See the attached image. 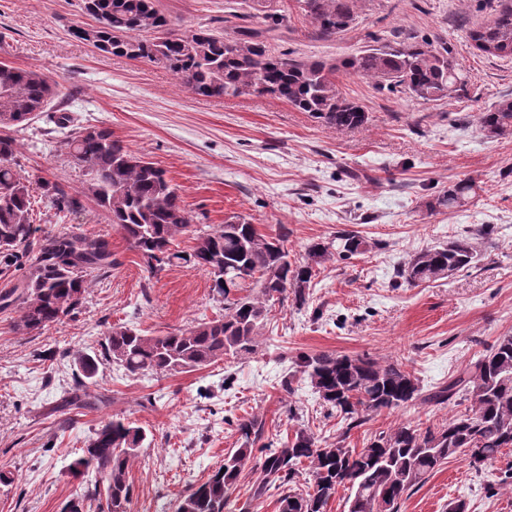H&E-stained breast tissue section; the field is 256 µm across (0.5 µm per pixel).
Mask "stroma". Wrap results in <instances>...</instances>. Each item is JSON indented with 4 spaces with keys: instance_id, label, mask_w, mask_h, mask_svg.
<instances>
[{
    "instance_id": "obj_1",
    "label": "stroma",
    "mask_w": 512,
    "mask_h": 512,
    "mask_svg": "<svg viewBox=\"0 0 512 512\" xmlns=\"http://www.w3.org/2000/svg\"><path fill=\"white\" fill-rule=\"evenodd\" d=\"M497 0H359L346 32L317 37L297 0L255 11L241 0H158L178 28L268 36L274 53L338 60L389 41L444 46L467 80L464 95L423 102L339 73L336 84L361 105L367 122L342 129L270 96L223 100L191 93L168 70L145 60L98 52L74 39L81 0H0V59L45 73L57 86L51 110L76 124L103 126L132 151L166 170L192 226L210 229L241 216L266 234L288 231V251L353 230L371 245L362 255L321 265L305 304L270 301L256 351L173 376L137 377L104 363L84 377L79 359L101 353L108 327L127 323L148 334L191 327L223 311L211 277L186 264L148 279L140 256L92 201L84 176L61 149L62 129L39 116L15 133V158L26 174L61 183L81 206L58 218L36 197L41 235L101 234L112 268L95 273L82 307L39 334L15 327L16 309L0 310V512H62L72 499L83 512H108L94 476L73 478L70 465L103 418L117 415L147 432L129 471L128 512H174L181 496L239 447L238 419L257 417L263 439L277 444L305 428L346 436L363 447L404 423L439 426L456 404L412 405L369 416L350 429L308 382L295 360L320 352L369 356L406 365L423 388L446 382L512 335V130L488 137L477 117L512 97V59L482 54L469 27L487 22ZM476 194L462 207L429 203L461 180ZM478 224L494 227L478 244L471 269L414 286L395 268L421 250ZM82 384L103 405L71 406ZM488 473L465 461L443 465L400 504V512H512V490L486 498Z\"/></svg>"
}]
</instances>
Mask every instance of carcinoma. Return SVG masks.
Wrapping results in <instances>:
<instances>
[{"mask_svg": "<svg viewBox=\"0 0 512 512\" xmlns=\"http://www.w3.org/2000/svg\"><path fill=\"white\" fill-rule=\"evenodd\" d=\"M301 11L322 38H333L356 20L358 0H298ZM94 25L70 26L76 39L98 51L132 60L145 59L177 76L189 91L208 98L269 95L300 112L338 128H355L366 112L345 98L336 74L352 73L391 91L424 102L463 90L465 80L448 58V49L431 44L384 43L339 61L296 60L276 55L267 38L254 30L229 37L199 27L183 33L157 9L156 0H82ZM494 46L493 56L512 57V7L500 2L494 16L473 30ZM56 86L41 71L0 61V267L22 272L18 285L0 293V310L19 311L16 327L40 333L77 312L89 288V274L112 265L110 242L98 235L61 234L37 237L33 224L34 192L58 214H69L79 201L64 186L34 179L16 169L12 127L46 111ZM490 135L512 129V99H502L478 116ZM83 169V195L115 224L141 256L152 278L175 264H190L213 277V289L224 299V313L187 329L149 336L115 324L106 331L100 357L83 356L91 375L99 361L133 375L186 373L205 368L226 355L244 356L257 347L267 302L293 297L306 302V288L316 271L334 256L351 257L368 250L355 231L343 230L329 241L305 247L306 261L292 263L282 253L288 234L261 233L249 222L196 229L190 250L174 248L189 231L191 220L180 190L166 171L137 155L112 131L81 127L62 142ZM474 185L458 182L437 204L461 207ZM493 229L480 224L446 244L427 248L397 267L395 277L407 284L444 279L472 268L477 243ZM297 366L322 403L342 415L352 429L371 414L406 407L417 400L444 404L470 402L464 412L437 427L410 423L380 432L362 448L346 439L328 443L305 429L279 446L262 442V423L255 417L237 423L241 446L224 455V463L206 480L191 486L175 512H229L232 494L244 472L260 468L261 478L246 487L243 512L277 492L278 512H327L339 488L350 490L348 512H398L401 501L451 459H463L476 472L493 465L503 449L512 448V336H501L473 365L448 383L423 393L415 374L397 360L332 353L303 354ZM145 430L122 418L104 422L82 455L71 463L74 475L93 471L107 500L129 499V468ZM264 452L255 457V447ZM308 476L307 489L301 478ZM512 486V467L501 469L484 485L486 497Z\"/></svg>", "mask_w": 512, "mask_h": 512, "instance_id": "cac0c4a2", "label": "carcinoma"}]
</instances>
